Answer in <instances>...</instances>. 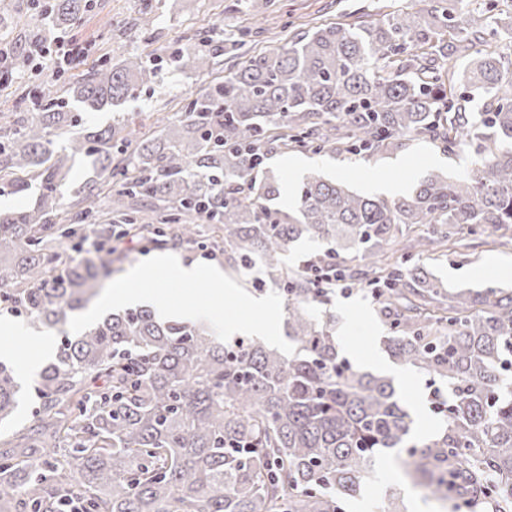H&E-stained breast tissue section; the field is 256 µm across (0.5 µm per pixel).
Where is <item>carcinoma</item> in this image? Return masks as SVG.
Instances as JSON below:
<instances>
[{"mask_svg":"<svg viewBox=\"0 0 512 512\" xmlns=\"http://www.w3.org/2000/svg\"><path fill=\"white\" fill-rule=\"evenodd\" d=\"M90 0H57L49 18L75 26ZM359 23L314 26L272 55L250 57L195 93L180 117L132 140L116 109L154 76L137 56L105 63L40 112L0 113V179L34 204L0 212V315L65 326L111 274L112 239L187 248L202 219L234 267L279 285L285 357L254 339L219 340L203 324L149 308L114 311L66 338L38 372L30 425L0 442V512H346L377 456L405 451L408 475L433 498L506 508L512 488V291L445 294L423 257L461 226L512 224V72L492 48L499 0H429ZM479 57L467 59L475 44ZM182 71L210 73L216 47H177ZM411 138L474 154L472 176L431 173L407 197H370L312 173L288 210L265 168L288 147L368 159ZM92 175L78 185L76 162ZM118 184L114 191L110 183ZM93 249L74 260L66 246ZM317 250L294 272V242ZM367 267L394 363L429 378L440 429L409 445L413 419L393 380L354 368L336 342L325 274L339 259ZM23 382L0 360V426Z\"/></svg>","mask_w":512,"mask_h":512,"instance_id":"obj_1","label":"carcinoma"}]
</instances>
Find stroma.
Returning <instances> with one entry per match:
<instances>
[{
	"label": "stroma",
	"instance_id": "1",
	"mask_svg": "<svg viewBox=\"0 0 512 512\" xmlns=\"http://www.w3.org/2000/svg\"><path fill=\"white\" fill-rule=\"evenodd\" d=\"M51 0H0V37L16 49L31 41L56 34V27L42 20ZM154 22L149 28L138 23L140 0H92L82 20L69 28L74 41L90 49L87 60L74 70L57 71L51 63H30L0 77V112H35L47 88L80 80L104 59L120 60L141 55L154 68L151 82L143 85L134 99L114 110L89 114L90 124L106 126L119 120L137 134L150 135L160 128L161 119H175L184 111L192 94L203 85L201 77L178 69L172 59L176 47L192 48L203 37L220 31L224 53L210 74L217 81L258 54H268L282 45L288 35L317 25L355 22L359 14L370 17L398 9L413 8V0H271L266 18L255 23L246 0H152ZM249 30L245 45H236L240 30ZM304 160L293 169L289 160ZM268 169L284 184L286 192L298 190L304 176L316 171L364 192L368 176L403 184L412 191L430 172L451 179L467 178L472 169L470 155L448 156L430 142L414 140L405 147L384 152L371 161L348 154L315 155L299 149L276 152L267 160ZM478 244L469 249L449 248L435 253L426 265L445 288H478L493 284L512 287V226L477 234ZM329 307L338 319L336 334L347 337L358 349L387 360L382 341L388 334L375 301L368 291L352 287L350 293L335 291ZM395 386L415 421L435 422L427 395L426 378L417 369H404ZM391 455H382L360 494L352 498L348 512H385L390 494L400 495L405 512H442L438 502L423 497L407 483L402 472L391 469Z\"/></svg>",
	"mask_w": 512,
	"mask_h": 512
}]
</instances>
